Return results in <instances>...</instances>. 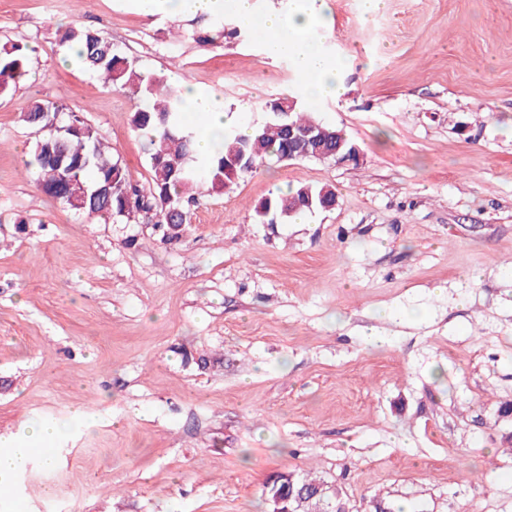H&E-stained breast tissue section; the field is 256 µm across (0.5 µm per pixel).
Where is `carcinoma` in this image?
<instances>
[{"mask_svg":"<svg viewBox=\"0 0 512 512\" xmlns=\"http://www.w3.org/2000/svg\"><path fill=\"white\" fill-rule=\"evenodd\" d=\"M61 45L79 46L72 59L101 76L104 83L119 90H129L141 104L134 111L131 125L145 144L149 180L143 185L122 162L114 158L98 131L76 112L63 104L34 103L25 122L38 128L55 117L68 130L44 133L34 147L29 165L39 173L44 192L71 209L89 217L138 220L154 225L161 240L172 243L179 236L172 232L176 224H189L193 212L207 196L220 195L234 182L224 172L228 160L246 152L254 171L267 160H281L288 154V139L283 125L292 123L299 130H309L316 120L305 110L288 111V97L266 102L263 109L271 121L252 128L248 135L234 129L224 131L223 142L205 168L203 178L194 170L192 141L177 123L184 112L181 94L161 74L144 72L136 61L122 55L112 41L82 25H68L58 30ZM32 48L26 43L0 45V95L8 93L29 74ZM327 131L322 141L327 153L336 151L339 142L352 141L341 130L322 125ZM335 192L324 187L301 185L265 199L262 206L270 214L313 212L332 201Z\"/></svg>","mask_w":512,"mask_h":512,"instance_id":"1","label":"carcinoma"}]
</instances>
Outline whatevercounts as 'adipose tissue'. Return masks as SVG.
Wrapping results in <instances>:
<instances>
[{
  "instance_id": "1",
  "label": "adipose tissue",
  "mask_w": 512,
  "mask_h": 512,
  "mask_svg": "<svg viewBox=\"0 0 512 512\" xmlns=\"http://www.w3.org/2000/svg\"><path fill=\"white\" fill-rule=\"evenodd\" d=\"M137 7L146 14L153 13L158 4H165L173 16L210 15L231 7L236 15L259 28L265 36V47L274 55L291 56L296 68L308 74L309 82L302 93L308 101L326 96H342L344 85L337 78V64L321 51L319 27L321 7L317 0H288L284 11L259 12L255 0H136ZM179 89L187 108L198 121L195 133V150L198 162L209 160L217 150L224 134L228 117L218 110L210 94L200 91L191 83H180ZM63 434L60 426L51 425L33 428L21 424L17 432L7 438L0 437V485L23 469L31 451L24 448V441L48 446Z\"/></svg>"
}]
</instances>
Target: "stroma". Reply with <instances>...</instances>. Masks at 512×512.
I'll use <instances>...</instances> for the list:
<instances>
[{"instance_id":"obj_1","label":"stroma","mask_w":512,"mask_h":512,"mask_svg":"<svg viewBox=\"0 0 512 512\" xmlns=\"http://www.w3.org/2000/svg\"><path fill=\"white\" fill-rule=\"evenodd\" d=\"M346 91L310 111L360 165L268 162L205 197L181 239L75 214L27 168L33 101L79 111L138 181V101L74 63L60 21L104 31L249 126L307 75L221 15L134 0H0L32 46L0 95V436L65 433L0 512H267L308 475L355 512H512V0H323ZM337 204L268 220L277 191ZM380 335L366 343L369 333ZM82 417H75V409ZM300 485L297 494L294 496L293 487L296 481V474L293 472L282 471L274 475L273 479L267 484L265 489L266 500L271 504L272 510L269 512H298V508H294L292 501L303 503L306 499V492L315 494L322 491L323 482L309 480L300 477ZM273 484V487H272Z\"/></svg>"}]
</instances>
